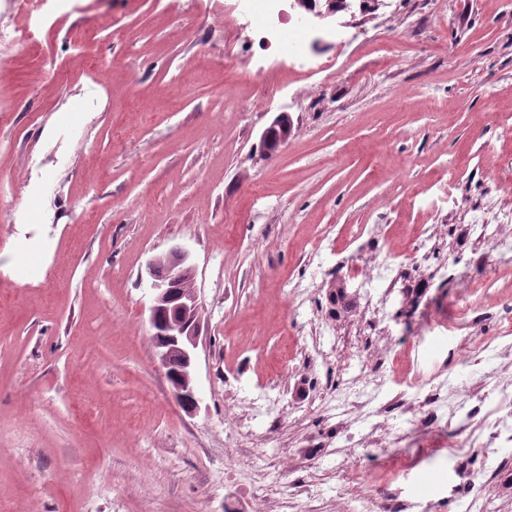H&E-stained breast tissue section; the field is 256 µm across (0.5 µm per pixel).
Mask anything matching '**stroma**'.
Listing matches in <instances>:
<instances>
[{"label": "stroma", "instance_id": "35a3bbf8", "mask_svg": "<svg viewBox=\"0 0 512 512\" xmlns=\"http://www.w3.org/2000/svg\"><path fill=\"white\" fill-rule=\"evenodd\" d=\"M233 0H46L32 29L58 73L20 54L0 97V512H274L289 482L301 512H363L340 494L361 448L327 441L319 409L339 374L312 371L307 342L334 354L365 303L362 226L408 250L419 225L446 244L448 278L427 307L447 316L463 280L462 199L484 209L512 175V0H408L346 15L351 39L318 66L256 74ZM124 25L113 39L106 24ZM112 62L96 77L88 56ZM343 67L340 81L326 65ZM275 98H267L269 87ZM227 96H220V88ZM280 115L276 152L262 135ZM495 160L496 169L486 166ZM93 216L72 220L74 207ZM329 235L322 264L307 253ZM180 247L196 267L204 343L199 408L175 400L147 322L149 258ZM315 299L288 314L287 285ZM279 399L280 426L240 428L247 397ZM445 431L419 447L422 475L476 467L448 458Z\"/></svg>", "mask_w": 512, "mask_h": 512}]
</instances>
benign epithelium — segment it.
Listing matches in <instances>:
<instances>
[{
  "label": "benign epithelium",
  "instance_id": "1",
  "mask_svg": "<svg viewBox=\"0 0 512 512\" xmlns=\"http://www.w3.org/2000/svg\"><path fill=\"white\" fill-rule=\"evenodd\" d=\"M194 278L195 268L182 248L153 256L140 274L151 290L149 325H155L160 315L172 313L165 324L164 341L156 344L157 356L167 369L172 353H178L180 367L169 382L176 399L191 411L198 408L194 376L203 316Z\"/></svg>",
  "mask_w": 512,
  "mask_h": 512
}]
</instances>
